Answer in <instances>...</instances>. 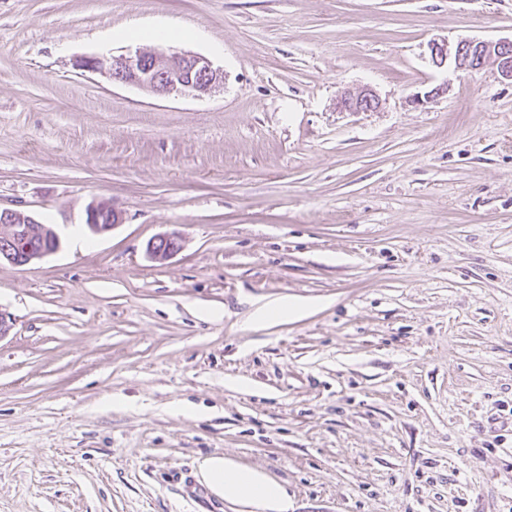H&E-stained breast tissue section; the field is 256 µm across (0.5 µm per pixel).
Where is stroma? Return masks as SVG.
<instances>
[{
	"label": "stroma",
	"mask_w": 512,
	"mask_h": 512,
	"mask_svg": "<svg viewBox=\"0 0 512 512\" xmlns=\"http://www.w3.org/2000/svg\"><path fill=\"white\" fill-rule=\"evenodd\" d=\"M511 38L512 0H0V207L62 240L0 265V512H234L214 454L293 512H512V82L430 55ZM165 46L223 86L79 66ZM380 107L379 97L368 87L344 90L336 99V108L340 112H376ZM122 222V213L117 211L110 201H95L87 208L85 224L94 235L109 232ZM183 248V239L178 232L162 233L147 243V252L158 261H165ZM310 305L298 299L281 298L263 304L256 312V321L262 323L270 317L300 318ZM199 474L205 486L224 501L259 512H291L288 490L260 469L214 455L200 463Z\"/></svg>",
	"instance_id": "obj_1"
}]
</instances>
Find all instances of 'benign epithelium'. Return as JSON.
I'll return each mask as SVG.
<instances>
[{"label":"benign epithelium","mask_w":512,"mask_h":512,"mask_svg":"<svg viewBox=\"0 0 512 512\" xmlns=\"http://www.w3.org/2000/svg\"><path fill=\"white\" fill-rule=\"evenodd\" d=\"M430 52L438 68L451 58L457 71L472 74L491 62L504 79L512 81V38L495 42L464 39L452 48L445 40L434 41ZM80 66L113 83L133 85L156 96H200L222 82V73L206 57L190 52L139 49L88 57ZM380 107L379 97L368 87L345 90L336 99V108L341 112H375ZM122 222V213L107 200L95 201L87 208L86 226L94 235L109 232ZM60 246V237L51 225L22 209L0 207V264L26 266L56 252ZM182 248V236L175 231L159 234L147 243V252L158 261L175 256Z\"/></svg>","instance_id":"1"}]
</instances>
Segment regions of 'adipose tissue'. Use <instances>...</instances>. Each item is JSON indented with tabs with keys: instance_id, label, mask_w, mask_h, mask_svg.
Returning <instances> with one entry per match:
<instances>
[{
	"instance_id": "obj_1",
	"label": "adipose tissue",
	"mask_w": 512,
	"mask_h": 512,
	"mask_svg": "<svg viewBox=\"0 0 512 512\" xmlns=\"http://www.w3.org/2000/svg\"><path fill=\"white\" fill-rule=\"evenodd\" d=\"M199 474L205 486L227 502L255 508L256 512H290L292 507L282 483L233 459L207 457L199 465Z\"/></svg>"
}]
</instances>
